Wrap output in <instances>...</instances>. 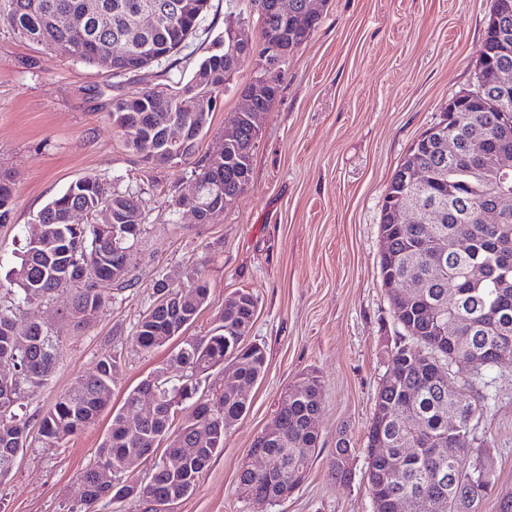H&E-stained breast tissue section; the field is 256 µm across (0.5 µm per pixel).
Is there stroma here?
Returning a JSON list of instances; mask_svg holds the SVG:
<instances>
[{
  "mask_svg": "<svg viewBox=\"0 0 512 512\" xmlns=\"http://www.w3.org/2000/svg\"><path fill=\"white\" fill-rule=\"evenodd\" d=\"M234 9L258 29L245 0H210L178 52L120 76L46 55L0 25V171L16 189L11 220L0 224V279L15 266L33 215L82 176L99 177L110 191L139 192L145 216L130 285H110L89 327L64 320L67 292L28 308L27 320L59 334L62 361L47 386L28 393L22 413L38 428L57 396L111 351L122 361L112 386L113 409L120 408L169 354L165 347L144 353L132 342L140 316L157 299V282L186 286L203 262L209 295L195 331L210 327L230 293L253 292L251 337L265 347L266 369L248 390L249 410L176 512H253L238 487L240 471L285 391L311 371L323 384L320 451L303 483L268 512H373L366 431L402 339L380 275L383 194L414 141L453 96L471 89L490 0H325L315 31L288 58L245 192L223 217L199 224L179 204L192 193L193 163L146 168L113 131L108 111L118 93L190 78L216 51ZM257 63L254 54L240 62L200 154L218 149ZM493 375L497 401L475 425L488 443L493 483L480 512H498L500 499L512 495V359ZM111 420L104 413L60 448L30 436L11 478L0 484V512H72L83 494L79 474L96 460ZM342 432L351 449L345 481L328 470Z\"/></svg>",
  "mask_w": 512,
  "mask_h": 512,
  "instance_id": "35a3bbf8",
  "label": "stroma"
}]
</instances>
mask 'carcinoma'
I'll return each mask as SVG.
<instances>
[{
	"mask_svg": "<svg viewBox=\"0 0 512 512\" xmlns=\"http://www.w3.org/2000/svg\"><path fill=\"white\" fill-rule=\"evenodd\" d=\"M143 0H0V23L26 40L42 45L52 56L66 55L93 64L112 59L120 74L168 60L194 32L209 0H151L157 21L149 29L133 23ZM67 14L63 28L56 16ZM287 53L310 33L278 15L271 18ZM256 48L250 39L240 54H229V31L219 49L206 57L187 80L142 89L112 98V128L152 168L173 167L196 156L210 129L212 101L222 97L240 55ZM178 126L182 140L172 143L167 130ZM239 140L226 143L195 162V180L203 186L199 223L224 215L225 203L244 193L253 170L256 136L241 125ZM495 134L512 148V126L496 123V112H462L454 135L460 144ZM424 149L427 201L452 203L450 220L432 231L423 224H392L381 216L380 233L389 241L381 254L382 280L414 286L412 298L391 293L403 340L391 351L390 365L379 385L368 427L367 484L371 498L401 501L406 512H478L491 475L476 470L487 445L478 440L469 416H480L495 402L491 370L501 352L512 353V176H499L492 165L448 161L436 145ZM392 206L407 195L397 176L385 187ZM490 196L503 200L505 220L483 224L481 203ZM14 195L0 177V224L11 219ZM80 205L88 214L109 213L111 223L70 224L69 212ZM144 214L132 190L108 191L98 177L72 182L32 218L36 236L25 237L19 269L0 283V483L13 472L27 443L28 418L16 412L28 387H41L60 364L59 336L41 324L22 321L24 309L48 302L58 292H72L64 315L74 328L91 324L105 305L103 283H130L134 248L143 235ZM196 295L182 300L181 291L166 282L157 285L155 304L139 319L132 336L140 351L151 353L177 341L160 362L126 396L112 414V424L96 463L80 473L84 487L80 508L94 512L104 499L132 500L140 512H174L191 495L210 460L224 448V437L249 409L247 397L233 383L205 387V374L225 365L233 377L250 384L264 374L266 351L249 340L257 299L246 291L227 297L215 325L187 336L208 294L205 271L190 282ZM120 360L106 354L94 371L60 394L40 421L39 436L49 448L93 427L112 401V383ZM444 372L467 378L473 395L448 388ZM151 396L152 413L139 412L141 398ZM275 419L281 430L269 436L261 452L268 466L261 472L245 467L239 475L242 493L254 488L256 512L280 500V494L301 484L319 453V430L309 425L322 408V382L307 373L288 388ZM150 477L120 471L130 460L151 452ZM331 474L347 480L349 441L339 434L330 460Z\"/></svg>",
	"mask_w": 512,
	"mask_h": 512,
	"instance_id": "obj_1",
	"label": "carcinoma"
}]
</instances>
